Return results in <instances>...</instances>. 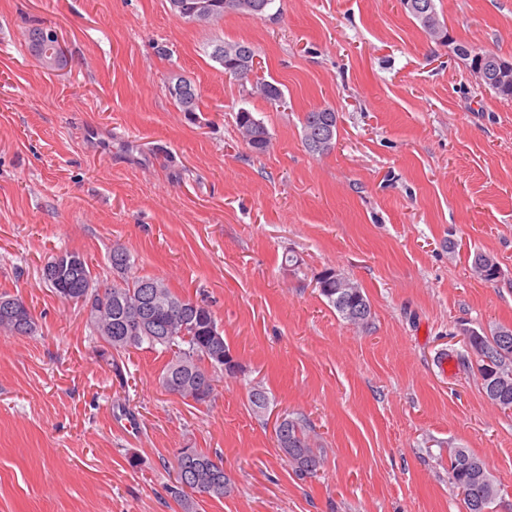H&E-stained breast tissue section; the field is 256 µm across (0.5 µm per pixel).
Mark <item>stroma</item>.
<instances>
[{
    "label": "stroma",
    "mask_w": 512,
    "mask_h": 512,
    "mask_svg": "<svg viewBox=\"0 0 512 512\" xmlns=\"http://www.w3.org/2000/svg\"><path fill=\"white\" fill-rule=\"evenodd\" d=\"M436 7L446 45L400 0H274L268 16L216 25L169 0H0V293L36 320L0 333V512H183L167 492L178 448L220 455L232 483L197 512H466L448 481L455 447L497 482L489 512H512V411L487 399L458 333L512 327V100L453 52L512 57V0ZM38 24L57 29L67 68L30 54ZM224 39L256 47L284 105L212 61ZM174 72L200 86V112L170 98ZM325 107L337 136L319 155L302 119ZM243 108L267 152L241 140ZM117 242L136 274L212 311L240 369L210 402L165 391L158 352L105 350L81 304L44 283L68 250L111 284ZM478 253L498 279L477 278ZM327 268L368 297L367 325L320 294ZM283 414L317 434L316 476L282 458ZM236 127L243 138L254 135H262L264 137L254 140L253 142L245 141L252 152L257 154L265 153L270 145L269 134L265 126L254 117L252 112L243 109L236 114Z\"/></svg>",
    "instance_id": "1"
}]
</instances>
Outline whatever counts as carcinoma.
Returning a JSON list of instances; mask_svg holds the SVG:
<instances>
[{
    "label": "carcinoma",
    "mask_w": 512,
    "mask_h": 512,
    "mask_svg": "<svg viewBox=\"0 0 512 512\" xmlns=\"http://www.w3.org/2000/svg\"><path fill=\"white\" fill-rule=\"evenodd\" d=\"M217 7L213 14L206 19L212 24L224 19L227 14H239L260 18L264 12L255 9V5L263 0H216ZM417 3L428 6L429 12L438 21V28L429 27L423 21V14L417 10L408 13L417 21L420 28L432 39L438 34H448V29L440 20L435 0H416ZM440 33H435V30ZM28 48L34 57H39V50L44 45L43 27L37 25L31 28L27 35ZM222 48L221 56L214 58L224 69V74L237 81L251 83L254 92L272 104H278L271 91L274 82L264 78L251 80L254 67L251 62H245L241 53L254 46L237 40H224L216 43ZM168 92L183 112L200 111L201 91L188 78L173 73L168 78ZM336 115L333 110L316 109L304 114L302 132L304 141L316 134L320 117L325 113ZM236 127L242 137L259 136L253 142H247L252 152L265 153L270 145L269 134L265 126L254 117L252 112L243 110L236 114ZM112 270L118 279L112 285L100 288L94 285L89 264H84L78 272V278L69 281L55 276H43L44 282L61 299L80 301L82 298L94 300V303L104 309V313L112 314V330L104 325L88 320L93 334L101 339L116 353L127 352L131 349L162 348L170 354L161 373V383L165 390L174 393L185 400L204 403L206 399L196 393V385L210 373V368L219 364L218 357L229 354V347L224 343V336L213 339L212 328L216 320L210 309L203 304H196L192 316L186 320H178L167 313V303L179 302L190 307L193 301L175 294L165 280L146 275H130L134 261L130 252L120 246H112L110 253ZM320 294L329 305L345 321L354 325H364L371 318V305L362 289L350 279L327 268L317 277ZM14 304L0 305V330L10 335L32 334L36 330L34 316L22 300L13 297ZM147 308L153 316V322L146 330L126 337L124 315L135 313ZM471 348L479 358V374L482 389L486 397L494 404L512 409V328L499 327L490 334L476 332L470 341ZM312 427L303 416L288 418V432L283 436L275 432L278 448L291 467L296 477L305 479L317 474L324 463L322 448L312 440ZM194 467L188 470L187 476H182L185 466V451L180 448L175 455L176 477L170 486V494L184 508V512H195L198 500L204 498H222L231 489V481L224 474L223 459L212 458L197 449H192ZM449 482L463 495V501L468 512H487L498 493L493 479L483 480L478 473L486 470L485 463L465 448L448 449Z\"/></svg>",
    "instance_id": "cac0c4a2"
}]
</instances>
